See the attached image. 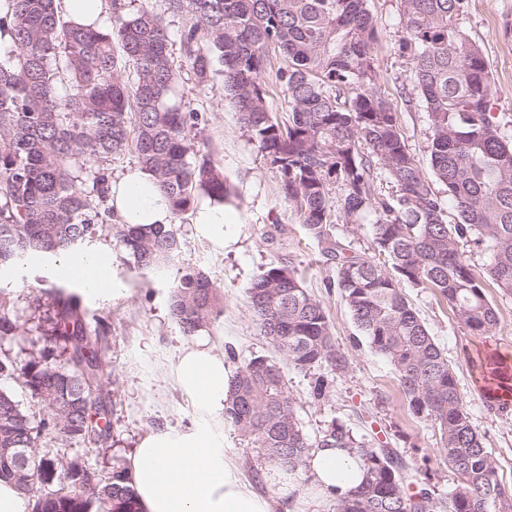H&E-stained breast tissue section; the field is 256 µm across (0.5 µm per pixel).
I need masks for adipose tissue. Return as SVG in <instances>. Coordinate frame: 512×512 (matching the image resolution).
Masks as SVG:
<instances>
[{
	"label": "adipose tissue",
	"mask_w": 512,
	"mask_h": 512,
	"mask_svg": "<svg viewBox=\"0 0 512 512\" xmlns=\"http://www.w3.org/2000/svg\"><path fill=\"white\" fill-rule=\"evenodd\" d=\"M67 20L108 30L112 13L107 0H55ZM109 204L126 224H168L171 204L154 176L135 168L114 180ZM195 232L215 250H223L228 225L223 204L205 198L194 211ZM42 275L51 282L69 280L82 294L119 293L112 277V257L105 251L60 256ZM170 374L195 404L199 419L185 429L146 434L135 448L125 476L134 488L141 512H277L273 497L253 490L239 465L224 448V405L231 369L222 354L198 340L184 346ZM303 468L313 478L317 496L336 500L355 490L364 465L340 448H314Z\"/></svg>",
	"instance_id": "adipose-tissue-1"
}]
</instances>
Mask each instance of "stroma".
<instances>
[{
  "label": "stroma",
  "mask_w": 512,
  "mask_h": 512,
  "mask_svg": "<svg viewBox=\"0 0 512 512\" xmlns=\"http://www.w3.org/2000/svg\"><path fill=\"white\" fill-rule=\"evenodd\" d=\"M366 9L377 31L372 46L373 87L397 113L406 147L416 163L428 168V114L412 90L411 62L398 53L402 35L399 0H366ZM460 24L490 62L499 88L494 113L507 139L512 140V0H470ZM177 99L184 110L202 116L196 139L208 147L237 193L234 203L225 207L230 220L227 231L235 238L229 250L215 252L208 241L199 238L191 214L182 215L177 223L182 261L204 268L224 297L223 315L202 328V335L235 369L256 356L274 357V349L251 316L247 291L254 277L267 267H295L308 293L325 308L335 342L347 358V367L341 372L327 366L307 371L284 366L288 394L304 432L315 440L332 422L345 423L377 443L397 449L417 480L433 490L438 502H446L456 476L439 453L437 429L409 410L392 366L360 336L339 290L332 286L334 265L320 255L316 241L281 195L275 170L241 126L224 96L221 77H214L204 89L191 71L182 70ZM332 220L344 243L375 256L372 213L349 223L336 210ZM91 247L111 251L112 275L124 286L119 294L84 300L90 320L108 328L103 360L111 394V445L98 452L79 442L60 444L45 434L39 438L38 448L94 468L122 469L144 434L184 428L197 421L194 403L180 393L169 374L188 338L169 311L175 269L140 273L127 265L123 248L109 237H101ZM465 249L498 314L488 335H474L459 323L434 289L409 283L402 289L453 368L470 422L491 452L503 495L512 504V399L503 405L492 400L481 372L489 357L512 367V294L501 292L489 278L484 245L471 241ZM39 289V284L23 282L14 272L0 271V290L11 297L21 326L19 335L0 340V358L21 363L30 353L48 347L29 309V300ZM320 377L328 379L330 388L318 400L312 389ZM224 446L256 491L281 499L294 512H332L330 502L316 496L303 471L289 473L270 466L257 448L229 425L224 428Z\"/></svg>",
  "instance_id": "stroma-1"
}]
</instances>
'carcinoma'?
<instances>
[{"instance_id":"obj_1","label":"carcinoma","mask_w":512,"mask_h":512,"mask_svg":"<svg viewBox=\"0 0 512 512\" xmlns=\"http://www.w3.org/2000/svg\"><path fill=\"white\" fill-rule=\"evenodd\" d=\"M107 32L65 19L54 0H0V270L48 263L112 235L140 272L177 268L170 313L186 336L216 320L224 301L208 274L179 264L175 224H123L109 206L112 161L132 155L168 196L179 219L203 194L234 196L211 152L191 133L197 112L174 100L177 72L168 27L148 0H111ZM469 0H400L399 50L412 62V83L428 113L430 167L448 192L456 218L409 153L391 104L377 94L371 45L376 28L365 0H167L186 18L182 61L198 85L223 67L224 91L284 199L296 209L321 254L336 268V288L357 330L397 373L408 407L430 419L440 453L457 474L448 512H499L502 490L491 452L472 427L455 374L401 288H434L472 334L498 320L462 251L469 238L487 245L488 274L512 293V144L495 121L498 88L482 49L459 24ZM287 98L288 123L273 117L263 84L272 57ZM385 174L392 192L377 196ZM342 194L331 200L333 186ZM354 222L374 214V243L391 268L341 241L332 208ZM49 300L44 335L64 343L65 361L50 351L22 364L0 359V376L24 380L41 425L0 390V448H25L29 468L48 474L70 467L41 453L38 438L107 447L110 394L100 354L107 329L91 326L82 296L63 286ZM249 311L268 342L299 370L342 371L347 359L332 338L322 304L295 269L274 265L248 289ZM11 299L0 292V338L17 335ZM224 421L290 472L313 448H343L366 467V479L336 501L334 512H437L431 488L412 479L394 448L334 422L312 442L296 416L277 363L251 358L234 375ZM0 479L29 499V512H140L123 471L105 479L84 467L63 494L15 477L0 458Z\"/></svg>"}]
</instances>
